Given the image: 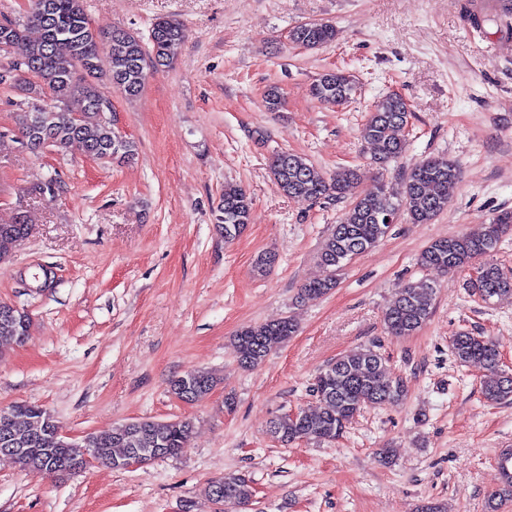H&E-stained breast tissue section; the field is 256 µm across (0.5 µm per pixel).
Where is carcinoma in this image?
<instances>
[{
	"label": "carcinoma",
	"instance_id": "1",
	"mask_svg": "<svg viewBox=\"0 0 512 512\" xmlns=\"http://www.w3.org/2000/svg\"><path fill=\"white\" fill-rule=\"evenodd\" d=\"M35 27L40 38L26 45L18 64L0 85L25 84L36 101L19 104L15 120L18 140L33 149L49 141L56 151L81 143L86 155L95 160L126 162L136 153V142L119 134L104 118L108 96L107 81L128 98L139 96L148 74L170 67L178 59L186 41L184 25L175 17L157 19L149 43L130 30L115 28L102 35L89 23L83 0H32L23 22L0 21V45L12 47L25 40V30ZM336 27L326 22H309L295 27L291 40L305 48L324 47L336 40ZM352 75L329 70L310 86L311 96L327 106L343 105L356 94ZM410 112L404 99L391 93L379 100L361 129L372 146L370 165L379 169L399 159L406 142L399 132L409 124ZM270 172L279 192L302 203L343 198L345 189L360 179L356 169H343L327 180L295 153L274 155ZM460 178L457 164L446 157H428L415 164L396 185L383 184L374 193L353 198L338 224L324 241L319 261L323 277L306 283L302 295L316 300L336 288L337 275L356 256L376 247L389 233L385 216L399 212L413 224H428L448 207V191ZM251 198L246 190L224 185L217 206V227L224 238L239 237L249 224ZM512 227V211L496 214L478 234H456L439 238L418 256L422 269L454 272L479 258H486L472 292L492 300L512 295V277L496 262L487 259L501 236ZM28 225L16 221L0 224V254L10 244L25 238ZM436 285L425 280L408 283L399 297L384 311L388 335L402 337L416 333L430 318ZM30 321L24 310L0 303V341L23 342ZM297 333L289 318L248 326L233 341V352L243 368L256 367ZM452 350L462 364L477 363L483 371L482 393L492 403L512 400V374L501 369V358L488 338L460 332L451 340ZM216 386V379L204 371L187 372L170 382L175 398L196 402ZM406 387L402 379L387 374L385 358L371 347L353 350L329 363L315 378L313 396L318 410L297 417L280 416L271 422L270 433L282 443L299 439L330 442L343 435L347 426L367 404L384 405L401 400ZM10 419L0 422V455L8 456L22 469L42 476L68 474L81 467L88 451L94 462L112 469L142 448L160 447L145 457L178 455L189 441L193 424L187 418L168 421L133 419L106 433L88 435L82 445L56 440L59 426L48 412L36 405L15 403L7 409ZM503 475L500 498H512V453L498 461ZM209 501L228 505L240 512L249 505L253 491L244 475H229L208 484Z\"/></svg>",
	"mask_w": 512,
	"mask_h": 512
}]
</instances>
